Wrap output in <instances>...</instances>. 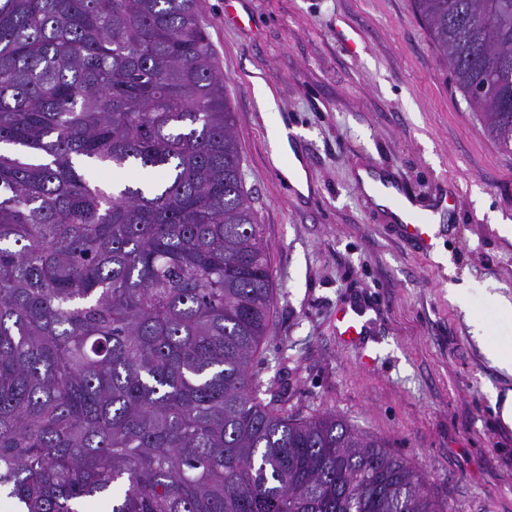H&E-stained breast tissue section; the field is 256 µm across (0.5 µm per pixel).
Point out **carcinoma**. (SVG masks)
I'll return each instance as SVG.
<instances>
[{
	"instance_id": "1",
	"label": "carcinoma",
	"mask_w": 512,
	"mask_h": 512,
	"mask_svg": "<svg viewBox=\"0 0 512 512\" xmlns=\"http://www.w3.org/2000/svg\"><path fill=\"white\" fill-rule=\"evenodd\" d=\"M512 154V0H413ZM197 0H0V496L15 512H446L261 398L262 225ZM148 178L108 186L87 163Z\"/></svg>"
}]
</instances>
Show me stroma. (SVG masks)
I'll return each mask as SVG.
<instances>
[{
  "label": "stroma",
  "instance_id": "obj_1",
  "mask_svg": "<svg viewBox=\"0 0 512 512\" xmlns=\"http://www.w3.org/2000/svg\"><path fill=\"white\" fill-rule=\"evenodd\" d=\"M224 0L198 14L224 76L245 188L264 226L276 286L255 361L289 414L332 412L385 440L449 512H512V425L497 395L512 375L484 344L512 347V154L469 110L411 0ZM366 48L351 57L339 31ZM275 96L264 111L256 82ZM281 125L307 166L298 193L271 161ZM370 168L432 207L455 199L443 250L400 237L361 192ZM381 310L366 348L342 345L338 305Z\"/></svg>",
  "mask_w": 512,
  "mask_h": 512
}]
</instances>
